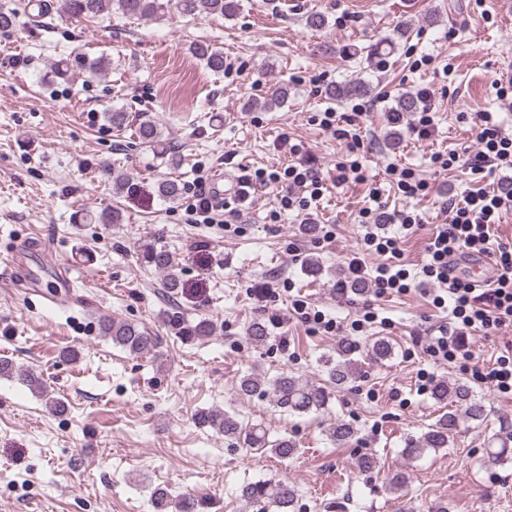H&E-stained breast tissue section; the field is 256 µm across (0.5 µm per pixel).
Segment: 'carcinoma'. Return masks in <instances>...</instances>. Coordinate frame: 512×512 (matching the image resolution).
Here are the masks:
<instances>
[{
	"label": "carcinoma",
	"instance_id": "obj_1",
	"mask_svg": "<svg viewBox=\"0 0 512 512\" xmlns=\"http://www.w3.org/2000/svg\"><path fill=\"white\" fill-rule=\"evenodd\" d=\"M239 7V0H64L62 10L67 18L75 21L103 18L112 14L129 19L159 20L171 9L190 18L214 15L227 18L235 16ZM196 53L211 71H224V51L221 49L201 45L196 47ZM368 91L367 83L357 81L336 85L334 94L340 99H349L365 96ZM417 110L418 98L409 93L402 94L390 108L391 123L397 124L403 115ZM134 123V138L138 144L154 146L162 142L163 130L149 113H138ZM182 190L183 187L172 180L163 179L157 183L158 194L166 200L179 199ZM143 258L148 265L166 273L165 287L169 291L175 292L181 287L172 256L165 247L151 243L145 248ZM163 321L176 336L185 341L201 340L215 332L214 323L206 317L188 321L174 311L165 314ZM100 331L113 344L136 356L155 352L161 344L159 337L146 332L136 323L124 320L103 319ZM246 333L252 343L262 345L268 338V327L257 320L248 326ZM366 349L370 360L375 363L387 361L394 355L392 342L384 336L372 338ZM357 352L358 346L345 342L338 346L336 354L320 356L319 366L325 375L320 383L284 370L272 377L255 370L240 380L238 396H258L288 416L327 414L335 397V389L360 377L358 361L353 358ZM15 374L31 389L45 392L41 377L30 371L18 370L10 360L0 359V376L11 377ZM432 397L447 412L427 425L419 437L407 441L402 455L409 461L421 458L428 451L450 447L455 434L462 427L475 422H489L491 410L487 408L485 400L465 382L440 380L432 388ZM197 423L224 436L229 447L241 448L250 454H271L287 461L298 453L293 439L286 435L273 438L265 425L246 422L235 411L203 410L197 415ZM326 433L339 448L348 445L355 436L353 427L343 420L330 424ZM486 455L494 465L512 464V448L504 443L497 448L487 449ZM409 482L408 472L396 470L388 478V490L392 493L403 492L407 490ZM238 497L257 512H295L298 490L286 479L247 480L238 487ZM152 502L159 512H167L169 508L172 512H199L204 506V502L191 495L175 501L163 488L153 491Z\"/></svg>",
	"mask_w": 512,
	"mask_h": 512
}]
</instances>
